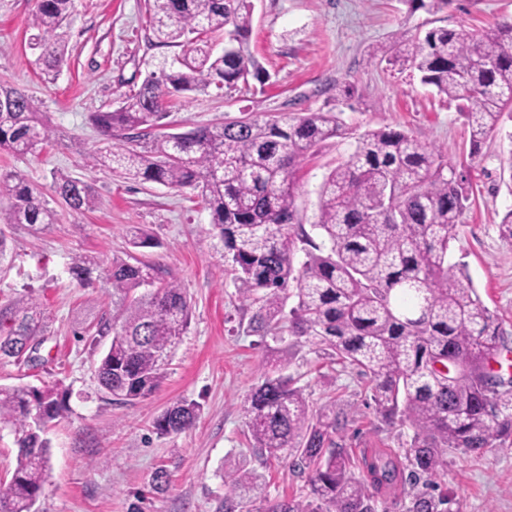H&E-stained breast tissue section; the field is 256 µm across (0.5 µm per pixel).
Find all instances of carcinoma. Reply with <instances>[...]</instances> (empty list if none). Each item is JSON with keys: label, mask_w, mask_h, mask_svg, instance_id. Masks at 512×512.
Instances as JSON below:
<instances>
[{"label": "carcinoma", "mask_w": 512, "mask_h": 512, "mask_svg": "<svg viewBox=\"0 0 512 512\" xmlns=\"http://www.w3.org/2000/svg\"><path fill=\"white\" fill-rule=\"evenodd\" d=\"M158 43L183 48L169 69L152 72L114 110L94 112L106 140L124 143L89 156L127 180L189 189L209 210L213 237L234 271L248 329L258 336L281 328L374 382L376 412L386 423H409L413 436L399 455L364 459L353 471L342 444L349 412L336 401L318 412L305 390L276 367L249 397L247 428L256 453L293 460L313 472L302 500L270 501L263 476L228 463L222 512H378L371 489L395 484L408 472L421 489L404 512H458L437 478L448 450L484 452L512 438V385L491 382L490 362L511 352L499 323L483 304L461 261L448 256L470 200L469 171L439 149L407 133L380 127L360 135L352 153L319 188L316 243L299 221L298 177L303 161L346 129L338 113L259 116L164 133L138 147L140 130L165 118L171 97L222 94L266 74L249 50L252 0H149ZM74 0H36L30 26L37 62L58 73L67 59L65 28ZM224 36L214 52L212 39ZM382 58L415 69L421 82L450 102H463L472 153L512 112V21L467 31L431 28L424 37L398 32ZM35 100L0 85V151L33 154L60 139L38 118ZM51 188L73 210L95 206L92 187L56 171ZM10 200L8 224H53L43 193L16 172L0 173ZM305 259L295 266L298 252ZM94 262L77 255L71 274L91 281ZM112 336L97 378L113 400L133 403L160 386L164 367L184 336L190 304L177 279L132 254L112 259ZM295 305L286 308L287 300ZM36 304L0 309V358L18 362L22 347L40 335ZM65 410L54 389L0 386V429L16 435L17 464L0 491V512H30L48 464L46 431ZM199 403L181 401L154 422L160 435L189 428Z\"/></svg>", "instance_id": "obj_1"}]
</instances>
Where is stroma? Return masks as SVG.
I'll use <instances>...</instances> for the list:
<instances>
[{"label":"stroma","instance_id":"1","mask_svg":"<svg viewBox=\"0 0 512 512\" xmlns=\"http://www.w3.org/2000/svg\"><path fill=\"white\" fill-rule=\"evenodd\" d=\"M35 0H0V83L31 95L61 144L26 156L0 152V172L16 171L42 192L55 224L31 231L5 227L6 259L0 263V307L37 302L47 328L33 362L0 361V385L52 387L67 409L49 428V468L36 512H218L227 491L226 461L263 475L269 498L302 499L309 470L256 455L248 438L245 400L258 383L268 350L247 329L234 275L211 234L210 216L190 190L130 182L109 169L88 166L106 149L91 125L94 112L114 109L145 77L178 50L150 42L147 0H76L67 28V62L45 74L31 47ZM249 46L267 74L225 89L223 96L192 93L178 99L151 136L220 124L251 113L274 119L334 109L354 134L388 126L439 147L467 165L473 194L458 228L454 256L467 265L474 285L512 344V239L500 231L512 209V116L500 133L471 153L468 128L456 103L423 85L415 72L373 59V48L394 34L433 27L481 29L512 19V0H448L440 12L410 9L407 0H254ZM355 89L352 106L336 95ZM354 141L331 139L300 172L297 205L303 227L316 220L319 187ZM68 173L93 188L92 210L76 212L51 195L52 174ZM154 240L141 259L176 278L190 303L188 330L167 366L159 390L136 403L113 401L95 370L110 343L97 334L112 316V290L104 275L113 257L129 251V229ZM95 261L90 284L78 285L74 256ZM284 371L304 388L313 408L330 401L351 407L343 431L347 450L361 461L409 441V426L387 425L374 409L373 384L352 366L329 363L310 345L287 337L279 345ZM187 399L202 410L189 429L157 434L154 422ZM439 476L461 512H512V447L487 453L447 454ZM165 469L168 484L152 478Z\"/></svg>","mask_w":512,"mask_h":512}]
</instances>
